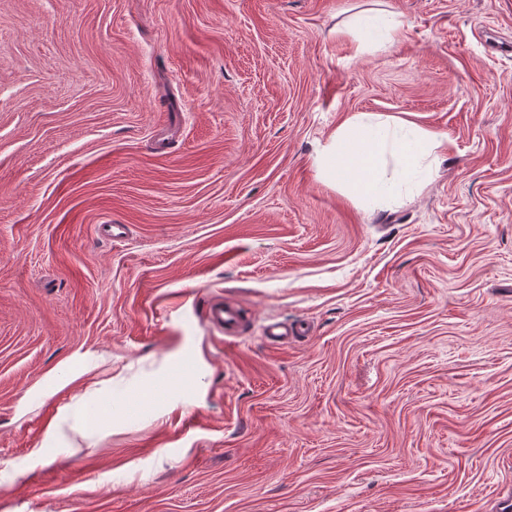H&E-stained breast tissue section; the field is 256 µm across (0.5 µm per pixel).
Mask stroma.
<instances>
[{"mask_svg": "<svg viewBox=\"0 0 512 512\" xmlns=\"http://www.w3.org/2000/svg\"><path fill=\"white\" fill-rule=\"evenodd\" d=\"M361 113L448 150L355 198L321 157ZM187 356V406L83 430ZM509 502L512 0H0V512ZM401 27L402 23L393 13L380 14L364 22L360 29V38L363 41H369L384 35L388 40H393ZM206 318L211 329L235 340L245 333L247 320L242 309L235 303L213 298L206 305ZM306 330L305 325L301 323L266 321L261 325L260 337L269 345L280 346L288 344L289 339L303 336Z\"/></svg>", "mask_w": 512, "mask_h": 512, "instance_id": "1", "label": "stroma"}]
</instances>
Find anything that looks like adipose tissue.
Listing matches in <instances>:
<instances>
[{
  "label": "adipose tissue",
  "mask_w": 512,
  "mask_h": 512,
  "mask_svg": "<svg viewBox=\"0 0 512 512\" xmlns=\"http://www.w3.org/2000/svg\"><path fill=\"white\" fill-rule=\"evenodd\" d=\"M448 148L445 135L419 131L392 135L387 122L354 116L327 148L322 165L357 198L387 201L404 179L420 174L422 158Z\"/></svg>",
  "instance_id": "adipose-tissue-1"
}]
</instances>
